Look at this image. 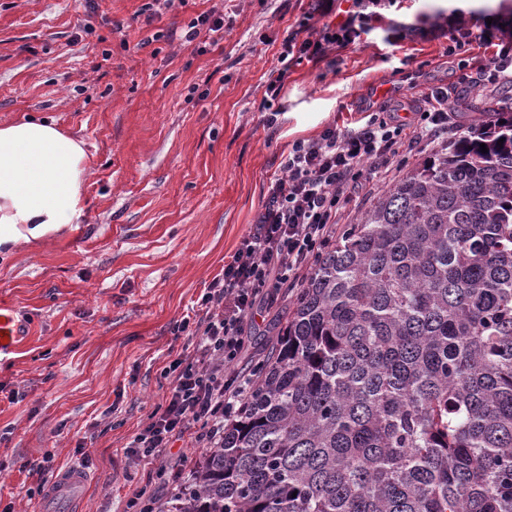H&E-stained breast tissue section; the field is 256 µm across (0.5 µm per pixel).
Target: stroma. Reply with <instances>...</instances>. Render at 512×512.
I'll return each mask as SVG.
<instances>
[{
  "mask_svg": "<svg viewBox=\"0 0 512 512\" xmlns=\"http://www.w3.org/2000/svg\"><path fill=\"white\" fill-rule=\"evenodd\" d=\"M147 0H0V124L51 118L83 139L86 204L78 223L0 258V307L17 335L0 356V504L70 512L47 499L30 463L84 464L83 512H125L138 492L156 512L189 485L201 454L171 443L148 478L125 448L161 403L164 372L190 337V314L253 224L289 144L359 113L407 121L427 89L448 88L467 125L488 106L512 107V84L465 88L439 14L462 10L469 28L512 22V0H400L378 29L318 63H292L263 121L267 74L308 0H174L146 21ZM204 12L221 34L184 39ZM419 35L398 40L400 25ZM287 303L246 318L236 366L251 375Z\"/></svg>",
  "mask_w": 512,
  "mask_h": 512,
  "instance_id": "obj_1",
  "label": "stroma"
}]
</instances>
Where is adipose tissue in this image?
Segmentation results:
<instances>
[{"label": "adipose tissue", "mask_w": 512, "mask_h": 512, "mask_svg": "<svg viewBox=\"0 0 512 512\" xmlns=\"http://www.w3.org/2000/svg\"><path fill=\"white\" fill-rule=\"evenodd\" d=\"M87 177L83 140L54 120L0 125V253L76 223Z\"/></svg>", "instance_id": "1"}]
</instances>
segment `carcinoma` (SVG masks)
Segmentation results:
<instances>
[{"label": "carcinoma", "instance_id": "obj_1", "mask_svg": "<svg viewBox=\"0 0 512 512\" xmlns=\"http://www.w3.org/2000/svg\"><path fill=\"white\" fill-rule=\"evenodd\" d=\"M171 512H512L511 112L322 255Z\"/></svg>", "mask_w": 512, "mask_h": 512}]
</instances>
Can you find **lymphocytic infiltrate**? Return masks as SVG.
<instances>
[{
    "mask_svg": "<svg viewBox=\"0 0 512 512\" xmlns=\"http://www.w3.org/2000/svg\"><path fill=\"white\" fill-rule=\"evenodd\" d=\"M389 4L350 0L346 18L337 23L332 19L336 0H310L299 32L285 38L279 65L267 75L268 91L278 94L290 61H319L330 50L354 44ZM448 28L456 54L467 53L478 40L497 45L489 69L463 73L464 83L512 82V40L496 38L489 27L473 32L458 18L450 19ZM448 101L446 88H432L416 100L413 123L373 112L356 127L343 131L329 125L314 138L292 143L254 224L225 262L223 277L203 295L194 317L175 325V333L192 336L193 353L170 363L163 401L129 443L128 453L150 466L176 438L189 437L199 448L218 446L226 419L249 398L247 384L233 374L247 341L249 311L256 301L274 305L302 285L331 245L345 206L374 180L398 171L399 145L431 139L453 122Z\"/></svg>",
    "mask_w": 512,
    "mask_h": 512,
    "instance_id": "f902f5d3",
    "label": "lymphocytic infiltrate"
}]
</instances>
